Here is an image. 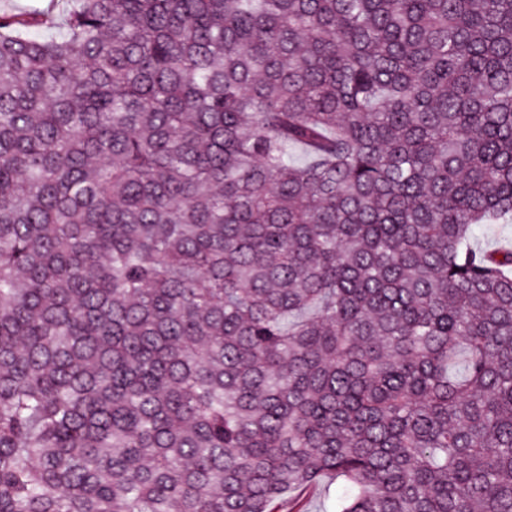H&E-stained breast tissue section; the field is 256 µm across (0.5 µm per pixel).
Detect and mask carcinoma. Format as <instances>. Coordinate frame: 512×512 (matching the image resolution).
Instances as JSON below:
<instances>
[{"mask_svg":"<svg viewBox=\"0 0 512 512\" xmlns=\"http://www.w3.org/2000/svg\"><path fill=\"white\" fill-rule=\"evenodd\" d=\"M0 11V512H512V0ZM473 244L481 250L494 249L503 245L512 246V224H498L493 233H480ZM330 483V479H327L318 494L303 500L304 510L307 512H334L332 505L336 495V483L332 485Z\"/></svg>","mask_w":512,"mask_h":512,"instance_id":"cac0c4a2","label":"carcinoma"}]
</instances>
